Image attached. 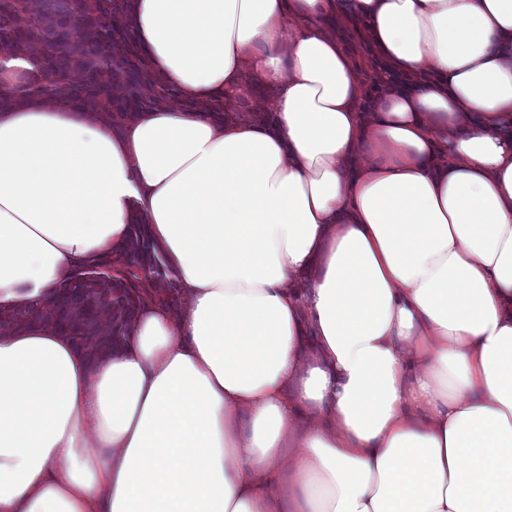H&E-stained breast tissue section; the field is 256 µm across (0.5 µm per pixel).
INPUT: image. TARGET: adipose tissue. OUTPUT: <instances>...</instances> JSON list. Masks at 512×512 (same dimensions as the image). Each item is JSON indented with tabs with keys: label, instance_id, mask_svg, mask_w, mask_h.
<instances>
[{
	"label": "adipose tissue",
	"instance_id": "adipose-tissue-1",
	"mask_svg": "<svg viewBox=\"0 0 512 512\" xmlns=\"http://www.w3.org/2000/svg\"><path fill=\"white\" fill-rule=\"evenodd\" d=\"M130 3L179 102L0 108V310L136 216L178 298L0 333V512H512V0ZM336 36L346 41L352 57L369 67L372 75L373 71L384 70V63L376 56L372 47L364 39L354 35L351 31L340 28H336ZM245 80L252 86V79L245 75ZM266 98V92L264 89L251 87L249 94L245 98H241L237 102L236 112L240 114V117L249 118L259 112L262 101Z\"/></svg>",
	"mask_w": 512,
	"mask_h": 512
}]
</instances>
